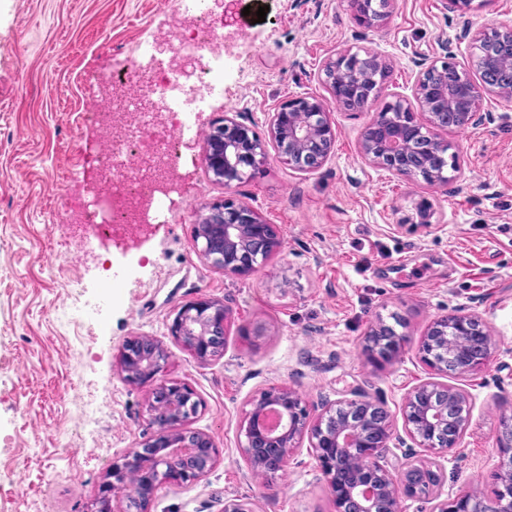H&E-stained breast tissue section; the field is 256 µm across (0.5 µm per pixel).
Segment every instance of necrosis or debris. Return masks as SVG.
<instances>
[{
    "label": "necrosis or debris",
    "mask_w": 512,
    "mask_h": 512,
    "mask_svg": "<svg viewBox=\"0 0 512 512\" xmlns=\"http://www.w3.org/2000/svg\"><path fill=\"white\" fill-rule=\"evenodd\" d=\"M208 16L209 0H199L191 21L151 41V48L163 46L171 54L167 69L131 80L129 60L114 59L112 71L124 77V98L136 118L109 127L102 144L86 154L85 171L97 180L98 191L78 205L77 233L64 236L75 257L105 245L140 241L158 231L154 213L185 208L184 200L170 196L180 178V132L189 120L179 94L189 82L199 96H206L224 69V34L208 23Z\"/></svg>",
    "instance_id": "necrosis-or-debris-1"
}]
</instances>
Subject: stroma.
Masks as SVG:
<instances>
[{
    "label": "stroma",
    "instance_id": "35a3bbf8",
    "mask_svg": "<svg viewBox=\"0 0 512 512\" xmlns=\"http://www.w3.org/2000/svg\"><path fill=\"white\" fill-rule=\"evenodd\" d=\"M247 6L266 7V22L244 15ZM211 19L231 49L222 94L192 118L200 136L180 144L194 164L177 191L192 207L137 246L113 249L106 272L97 257L68 258L56 227L76 200L82 154L101 137L88 115L109 92L113 57L143 72L139 46L176 19L162 0H0V512H86L113 462L154 434L146 390L117 372L134 335L165 340L164 377L197 393L202 406L189 426L217 449L200 482L162 486L148 512H222L244 497L256 512H336L307 451L282 474L248 469L239 425L249 399L287 386L315 416L361 391L383 400L402 431L404 397L428 377L416 344L454 312L478 316L496 349L457 380L472 414L447 452L444 489L490 491L498 429L512 416V99L486 102L481 125L445 132L463 161L453 186L363 161L360 134L381 97L361 111L331 106L336 143L320 168L301 173L273 154L228 190L207 170L203 139L225 113L267 137L281 102L330 99L321 68L345 47L385 58L389 92L409 93L420 69L454 43L456 18L442 0H396L368 28L347 0H233ZM227 194L276 225L284 244L245 277L224 276L194 249L206 207ZM200 298L232 315L223 352L205 364L168 332L175 308ZM396 317L408 345L393 362L371 360L369 332Z\"/></svg>",
    "mask_w": 512,
    "mask_h": 512
}]
</instances>
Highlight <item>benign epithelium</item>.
I'll return each instance as SVG.
<instances>
[{
    "mask_svg": "<svg viewBox=\"0 0 512 512\" xmlns=\"http://www.w3.org/2000/svg\"><path fill=\"white\" fill-rule=\"evenodd\" d=\"M395 0H370L360 8L349 0L358 19L376 27L390 13ZM459 18L457 40L467 52H453L425 66L411 96H397L361 132L360 154L368 164L406 178L420 169L447 163L461 171L458 153H449L439 131L462 130L483 120L481 104L512 98V23L479 28L470 14L474 0H446ZM391 70L377 54L344 48L322 65L321 75L336 104L362 109L387 87ZM335 127L324 100L297 96L269 113L268 140L235 117L224 115V125L205 136V161L224 189L260 173L269 149L303 173L321 167L332 155ZM198 256L231 277H245L257 265L283 248L273 224L231 196L208 207L207 220L196 225ZM231 314L224 303L197 299L179 306L169 326L170 335L190 350L198 362L220 355L226 344ZM380 331L370 332L366 349L375 360L391 362L406 344L393 336L376 346ZM495 343L481 320L455 312L433 321L417 343V355L432 377L414 386L401 408L403 429L411 444L407 452L423 448L440 455L459 444L471 415L469 394L444 377L464 376L477 370L492 355ZM170 360L166 344L155 336L135 335L124 343L119 374L122 380L148 392V411L156 431L152 437L112 465L111 478L100 490L95 512H147L164 484L193 485L216 463L211 437L187 427L199 410L192 389L168 382L163 373ZM441 380H436V377ZM241 423L240 448L250 470L261 475L282 473L308 443L334 501L346 503L338 512H403L402 502L414 496L419 477L429 475L432 512H512V419L502 421L498 441V486L490 493L461 491L442 497V467L409 456L411 464L397 469L390 454L394 437L392 414L382 401L361 392L325 406L317 419L300 395L287 387H271L249 400Z\"/></svg>",
    "mask_w": 512,
    "mask_h": 512,
    "instance_id": "7a95c632",
    "label": "benign epithelium"
}]
</instances>
